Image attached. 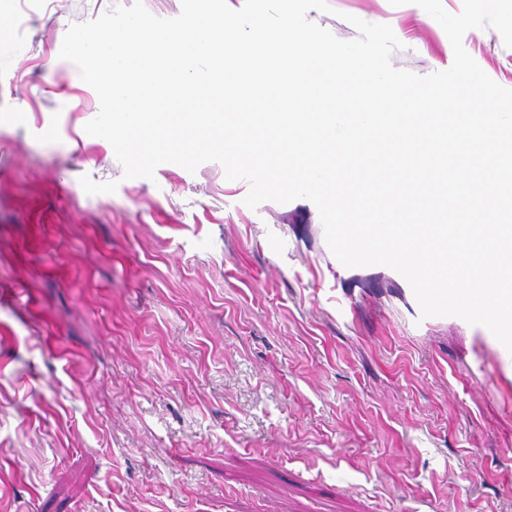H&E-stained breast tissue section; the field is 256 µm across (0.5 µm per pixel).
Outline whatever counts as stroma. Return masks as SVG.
Instances as JSON below:
<instances>
[{
    "label": "stroma",
    "instance_id": "obj_1",
    "mask_svg": "<svg viewBox=\"0 0 512 512\" xmlns=\"http://www.w3.org/2000/svg\"><path fill=\"white\" fill-rule=\"evenodd\" d=\"M132 3L0 0V512H512L487 328L344 266L309 200L250 209L216 162L127 180L86 134L64 35ZM328 3L308 18L338 39L390 25L395 68L453 63L411 2ZM463 46L512 89L496 30Z\"/></svg>",
    "mask_w": 512,
    "mask_h": 512
}]
</instances>
